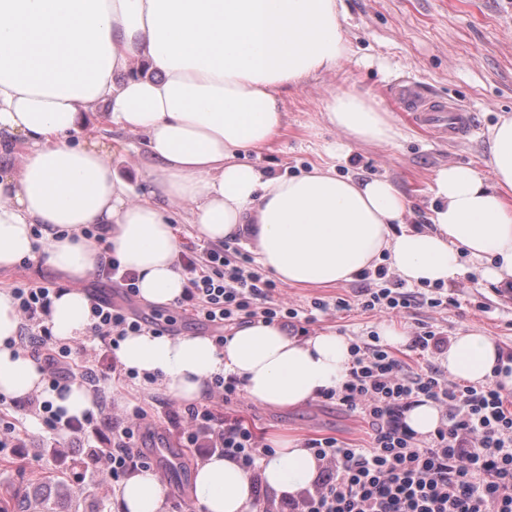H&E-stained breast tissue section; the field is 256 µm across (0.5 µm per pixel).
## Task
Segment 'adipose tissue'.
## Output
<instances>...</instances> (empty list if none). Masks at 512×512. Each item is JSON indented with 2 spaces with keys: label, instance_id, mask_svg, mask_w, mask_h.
I'll return each mask as SVG.
<instances>
[{
  "label": "adipose tissue",
  "instance_id": "adipose-tissue-1",
  "mask_svg": "<svg viewBox=\"0 0 512 512\" xmlns=\"http://www.w3.org/2000/svg\"><path fill=\"white\" fill-rule=\"evenodd\" d=\"M343 0H0V268L42 261L70 282L47 319L64 341L87 336L89 302L79 288L102 252L84 231L104 227L112 254L138 276L139 296L170 305L187 281L179 240L156 197L188 207L199 237L246 235L263 268L282 283L330 287L387 260L409 284L450 283L465 262L483 277L512 281V115L489 127L495 182L451 164L435 175L431 226H407L408 204L388 180L338 174L346 160L294 176H271L246 156L267 148L285 125L283 94L338 69L352 48ZM135 132L152 161L151 195L132 186L95 145L74 144L88 113ZM325 119L352 141L389 143L390 113L345 90L326 101ZM400 232H393V225ZM19 316L0 290V395L41 391L43 374L11 347ZM123 371L157 374L175 398L200 401L217 374L241 379L255 404L292 409L342 383L349 340L328 330L305 339L275 324L232 329L223 345L204 336L131 334L117 352ZM495 341L471 330L454 336L443 364L455 379L496 377ZM259 475L214 454L193 473L198 512H258L254 479L294 494L317 474L300 440L276 436ZM157 475L133 471L117 512H164Z\"/></svg>",
  "mask_w": 512,
  "mask_h": 512
}]
</instances>
